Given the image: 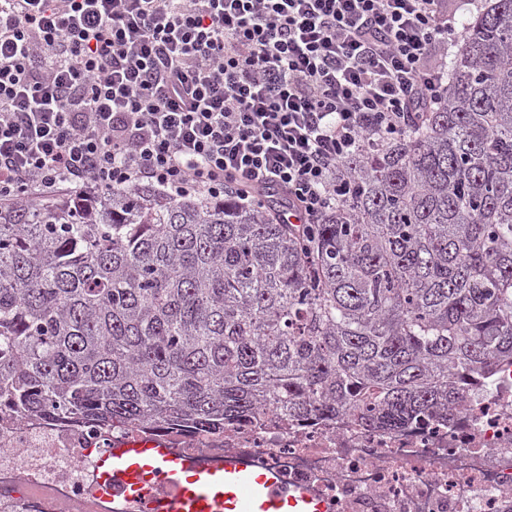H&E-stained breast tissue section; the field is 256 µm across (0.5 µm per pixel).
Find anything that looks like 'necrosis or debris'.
<instances>
[{
  "mask_svg": "<svg viewBox=\"0 0 512 512\" xmlns=\"http://www.w3.org/2000/svg\"><path fill=\"white\" fill-rule=\"evenodd\" d=\"M137 432L17 416L0 404V512H158L155 493L103 495L98 458ZM200 462L227 456L309 489L323 512H512V363L469 389L446 421L395 429L351 414L291 421L277 411L199 436L161 432Z\"/></svg>",
  "mask_w": 512,
  "mask_h": 512,
  "instance_id": "1",
  "label": "necrosis or debris"
}]
</instances>
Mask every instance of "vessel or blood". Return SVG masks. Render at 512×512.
<instances>
[{
	"label": "vessel or blood",
	"instance_id": "obj_1",
	"mask_svg": "<svg viewBox=\"0 0 512 512\" xmlns=\"http://www.w3.org/2000/svg\"><path fill=\"white\" fill-rule=\"evenodd\" d=\"M97 467L130 495L145 492L146 478L155 479L166 494L165 512H300L308 501L304 492L283 491L275 473L257 475L236 460L200 469L158 442L118 445Z\"/></svg>",
	"mask_w": 512,
	"mask_h": 512
}]
</instances>
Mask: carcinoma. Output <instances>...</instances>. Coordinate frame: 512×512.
<instances>
[{"instance_id": "obj_1", "label": "carcinoma", "mask_w": 512, "mask_h": 512, "mask_svg": "<svg viewBox=\"0 0 512 512\" xmlns=\"http://www.w3.org/2000/svg\"><path fill=\"white\" fill-rule=\"evenodd\" d=\"M456 46L439 107L347 160L318 224L150 185L0 205V397L198 435L448 413L512 361V0Z\"/></svg>"}]
</instances>
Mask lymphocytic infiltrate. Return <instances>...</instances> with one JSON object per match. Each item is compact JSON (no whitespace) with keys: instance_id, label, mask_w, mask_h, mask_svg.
I'll return each instance as SVG.
<instances>
[{"instance_id":"obj_1","label":"lymphocytic infiltrate","mask_w":512,"mask_h":512,"mask_svg":"<svg viewBox=\"0 0 512 512\" xmlns=\"http://www.w3.org/2000/svg\"><path fill=\"white\" fill-rule=\"evenodd\" d=\"M482 0H0V204L147 182L318 223Z\"/></svg>"}]
</instances>
